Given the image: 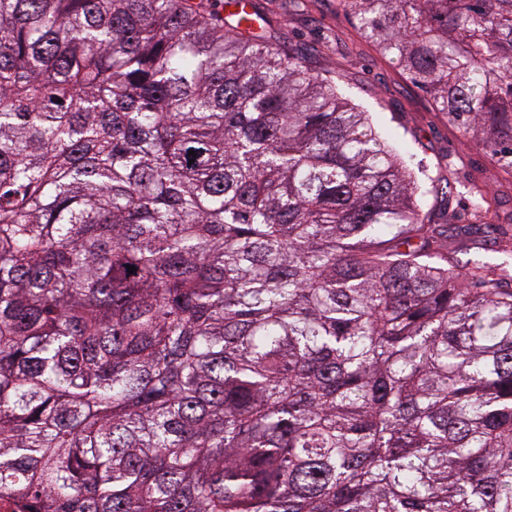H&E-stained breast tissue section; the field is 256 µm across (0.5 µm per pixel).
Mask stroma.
<instances>
[{
  "mask_svg": "<svg viewBox=\"0 0 512 512\" xmlns=\"http://www.w3.org/2000/svg\"><path fill=\"white\" fill-rule=\"evenodd\" d=\"M272 36L299 37L319 74L331 78L352 101L371 112L380 131L398 135L409 167L454 183L457 192L435 208L472 218L469 192L483 186L497 203L496 221L512 225V168L475 148L429 95L417 89L391 58L366 41L338 0H307L295 9L290 0H271Z\"/></svg>",
  "mask_w": 512,
  "mask_h": 512,
  "instance_id": "35a3bbf8",
  "label": "stroma"
}]
</instances>
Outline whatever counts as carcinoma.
<instances>
[{
    "label": "carcinoma",
    "instance_id": "cac0c4a2",
    "mask_svg": "<svg viewBox=\"0 0 512 512\" xmlns=\"http://www.w3.org/2000/svg\"><path fill=\"white\" fill-rule=\"evenodd\" d=\"M339 3L512 167V0ZM267 25L0 0L22 512H512V264L461 262L481 225L424 211L435 180Z\"/></svg>",
    "mask_w": 512,
    "mask_h": 512
}]
</instances>
